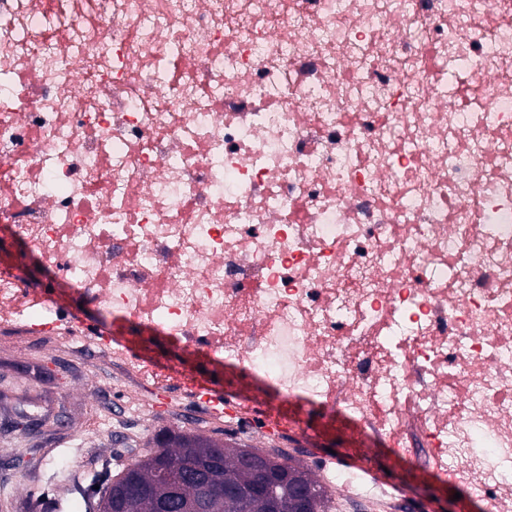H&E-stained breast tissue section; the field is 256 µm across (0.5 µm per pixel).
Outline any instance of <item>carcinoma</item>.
Masks as SVG:
<instances>
[{
	"mask_svg": "<svg viewBox=\"0 0 512 512\" xmlns=\"http://www.w3.org/2000/svg\"><path fill=\"white\" fill-rule=\"evenodd\" d=\"M217 454L220 464L205 473L214 490L211 512H271L264 469L288 477V483L277 488L276 512H331L328 489L293 457L220 446L200 436L157 440L155 448L117 474L99 499V512H155L156 500L169 496L164 469L180 482V495L172 501L177 509L196 494L200 469Z\"/></svg>",
	"mask_w": 512,
	"mask_h": 512,
	"instance_id": "obj_1",
	"label": "carcinoma"
}]
</instances>
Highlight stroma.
Returning a JSON list of instances; mask_svg holds the SVG:
<instances>
[{
  "label": "stroma",
  "mask_w": 512,
  "mask_h": 512,
  "mask_svg": "<svg viewBox=\"0 0 512 512\" xmlns=\"http://www.w3.org/2000/svg\"><path fill=\"white\" fill-rule=\"evenodd\" d=\"M54 301L80 320L134 344L123 322L74 302L70 289L58 287ZM128 396L144 401L146 413L129 416L123 440L106 438L97 414ZM345 428L340 419L309 431L302 441L309 450L304 464L320 465L327 451L348 448ZM166 430L223 443L242 441L223 421L199 428L194 420L156 405L153 396L104 359L89 355L72 362L55 347L24 349L0 335V512H74L76 478L87 491L82 512H96L92 487L106 486L153 448L156 435ZM372 446L375 468L389 470L393 492L410 503V512H485L469 489L455 491L433 470L421 467L416 448L396 454L383 442L373 441Z\"/></svg>",
  "instance_id": "stroma-1"
}]
</instances>
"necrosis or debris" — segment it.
<instances>
[{
    "instance_id": "1",
    "label": "necrosis or debris",
    "mask_w": 512,
    "mask_h": 512,
    "mask_svg": "<svg viewBox=\"0 0 512 512\" xmlns=\"http://www.w3.org/2000/svg\"><path fill=\"white\" fill-rule=\"evenodd\" d=\"M0 223L275 439L417 438L512 512V0H0ZM0 330L87 347L7 266Z\"/></svg>"
}]
</instances>
